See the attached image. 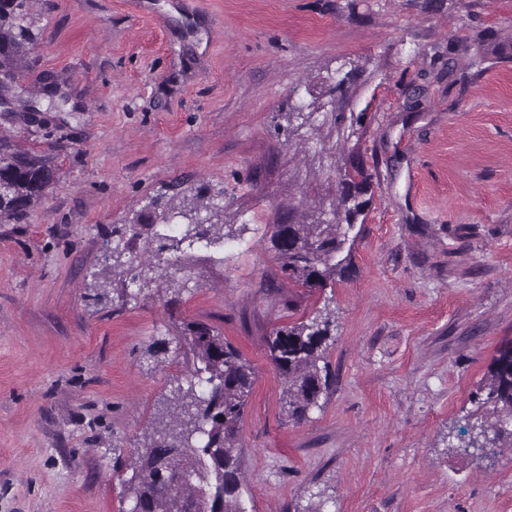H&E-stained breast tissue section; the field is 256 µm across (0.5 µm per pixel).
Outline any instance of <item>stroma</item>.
<instances>
[{
  "mask_svg": "<svg viewBox=\"0 0 512 512\" xmlns=\"http://www.w3.org/2000/svg\"><path fill=\"white\" fill-rule=\"evenodd\" d=\"M0 136L59 179L0 223V512H130L125 480L207 323L256 371L245 512H512V448H458L512 346V0H47ZM355 68L372 196L342 277L289 282L271 248L335 196L287 114ZM206 192L240 238L181 290L104 288L115 227ZM330 315L328 391L289 422L265 338Z\"/></svg>",
  "mask_w": 512,
  "mask_h": 512,
  "instance_id": "1",
  "label": "stroma"
}]
</instances>
